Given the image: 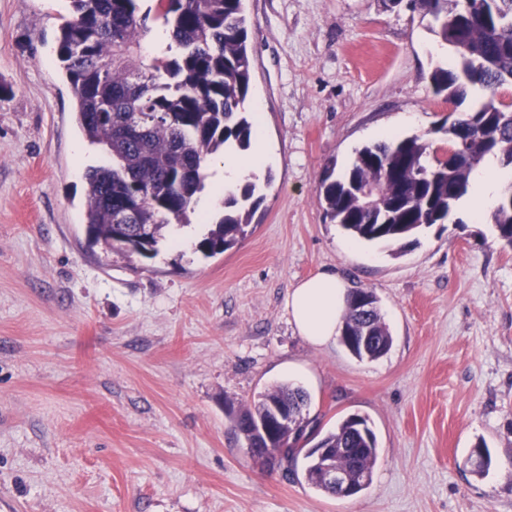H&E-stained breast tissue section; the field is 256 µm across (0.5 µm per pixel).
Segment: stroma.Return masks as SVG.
I'll use <instances>...</instances> for the list:
<instances>
[{"mask_svg": "<svg viewBox=\"0 0 512 512\" xmlns=\"http://www.w3.org/2000/svg\"><path fill=\"white\" fill-rule=\"evenodd\" d=\"M276 159L251 233L207 257L89 247L84 172L110 165L56 56L70 0H0V512H512V247L456 209L406 246L353 243L317 193L382 131L447 147L430 19L382 0H244ZM374 292L393 344L360 361L311 345L290 288L324 269ZM306 371L309 418L358 414L379 456L339 498L257 465L228 406ZM485 443L483 476L469 456Z\"/></svg>", "mask_w": 512, "mask_h": 512, "instance_id": "1", "label": "stroma"}]
</instances>
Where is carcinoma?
<instances>
[{
    "label": "carcinoma",
    "mask_w": 512,
    "mask_h": 512,
    "mask_svg": "<svg viewBox=\"0 0 512 512\" xmlns=\"http://www.w3.org/2000/svg\"><path fill=\"white\" fill-rule=\"evenodd\" d=\"M70 2L56 55L74 92L78 127L112 158V165L89 167L84 174L88 243L128 258L155 254L172 222H188L212 156L232 143L245 149L251 141L253 124L244 108L252 70L244 0H152L151 13L140 12L138 0ZM382 2L431 17L434 33L455 50V67L432 75L435 94L460 103L478 83L489 96L446 129L449 145H463L450 165L436 155L425 161L429 145L410 136L363 147L337 177L335 168H326L318 193L326 216L368 243L401 241L444 223L487 156L512 165V105L495 98L512 86V0ZM151 18L163 20L175 54L169 45L145 60ZM367 186L378 195L373 210L360 195ZM253 196L250 184L227 194L224 215L199 243L204 256L222 254L248 235L258 205ZM129 204L139 206V223L114 224ZM491 220L499 239L512 247V186L499 197ZM342 320L341 343L357 359L377 360L391 349L374 293H352ZM308 402L301 388L282 383L229 418L246 444L271 447L280 462L303 458L305 482L331 495L336 488L317 478L325 461L319 450L336 454L353 475L354 494H360L371 484L378 459L377 437L365 417L351 414L332 430L294 438L288 424L276 423L270 443L258 442L259 428L273 419L272 406L303 412Z\"/></svg>",
    "instance_id": "cac0c4a2"
}]
</instances>
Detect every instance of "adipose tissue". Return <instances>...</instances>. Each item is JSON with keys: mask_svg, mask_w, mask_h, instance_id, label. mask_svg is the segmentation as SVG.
I'll return each instance as SVG.
<instances>
[{"mask_svg": "<svg viewBox=\"0 0 512 512\" xmlns=\"http://www.w3.org/2000/svg\"><path fill=\"white\" fill-rule=\"evenodd\" d=\"M270 156L271 149L261 135L257 136L249 156H240L235 148H227L220 164L221 173L212 184L209 205L218 204L244 179L260 174ZM510 183L512 169L502 167L497 160H488L473 178L471 192L464 200L465 208L473 216H482ZM348 299L345 280L333 272H320L289 290L286 301L289 321L309 343L324 346L340 336Z\"/></svg>", "mask_w": 512, "mask_h": 512, "instance_id": "ef3b65f1", "label": "adipose tissue"}]
</instances>
